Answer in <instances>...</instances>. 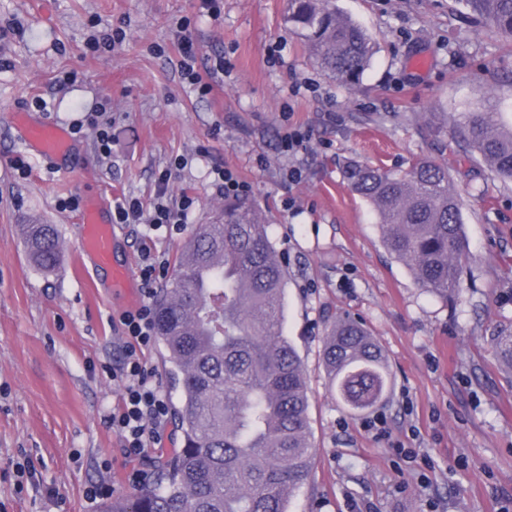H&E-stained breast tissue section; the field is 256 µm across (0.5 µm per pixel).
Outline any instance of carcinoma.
Returning a JSON list of instances; mask_svg holds the SVG:
<instances>
[{
  "mask_svg": "<svg viewBox=\"0 0 512 512\" xmlns=\"http://www.w3.org/2000/svg\"><path fill=\"white\" fill-rule=\"evenodd\" d=\"M463 2L512 36V0ZM287 21L325 72L347 85L359 82L373 45L333 0H288ZM459 141L512 180V128L492 113H468ZM343 177L379 215L387 252L409 266L420 287L453 299L468 242L448 169L429 157L404 173L353 161ZM23 237L32 265L46 272L57 266L56 225L25 224ZM286 277L269 225L251 203H226L193 230L155 305L162 358L181 390L174 419L182 445L137 494L110 499L100 512H288L308 481L312 446L303 361L283 334ZM495 345L512 366V333ZM321 359L336 399L349 409L367 411L386 398L390 367L359 321H335Z\"/></svg>",
  "mask_w": 512,
  "mask_h": 512,
  "instance_id": "carcinoma-1",
  "label": "carcinoma"
}]
</instances>
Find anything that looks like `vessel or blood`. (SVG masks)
I'll return each instance as SVG.
<instances>
[{"instance_id": "1", "label": "vessel or blood", "mask_w": 512, "mask_h": 512, "mask_svg": "<svg viewBox=\"0 0 512 512\" xmlns=\"http://www.w3.org/2000/svg\"><path fill=\"white\" fill-rule=\"evenodd\" d=\"M12 122L26 151L42 164L59 168L74 150L73 140L61 124L34 120L22 111L13 114ZM104 206L103 197L89 194L79 216L83 267L106 272L109 289L133 302L139 295V284L132 275L130 265L115 259L120 227L104 217Z\"/></svg>"}]
</instances>
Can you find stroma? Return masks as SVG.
Instances as JSON below:
<instances>
[{
  "label": "stroma",
  "mask_w": 512,
  "mask_h": 512,
  "mask_svg": "<svg viewBox=\"0 0 512 512\" xmlns=\"http://www.w3.org/2000/svg\"><path fill=\"white\" fill-rule=\"evenodd\" d=\"M287 7L219 0L215 17L201 0H0V512H99L106 498L136 493L130 472L153 475L179 447L170 427L128 461L107 422L122 402L112 372L127 304L81 269L77 213L65 204L92 189L148 206L168 173L172 199L196 205L182 233L154 240L166 288L187 236L224 208L216 168L246 184L286 264L284 332L303 361L312 443L309 480L288 512H512V369L495 347L512 331V181L455 137L467 112L512 126V38L463 0H335L376 44L351 87L321 70ZM183 23L199 67L224 61L210 94L180 77ZM101 24L123 29L124 42L91 47ZM101 100L108 158L88 125ZM16 111L83 124L63 168L34 163L18 175ZM291 129L308 133L307 151H282ZM424 156L447 167L464 200L469 256L451 301L386 252L375 212L342 174L351 160L404 172ZM35 220L62 238L50 273L25 253L21 227ZM345 316L365 323L393 373L385 401L360 415L337 402L321 361L328 327Z\"/></svg>",
  "instance_id": "obj_1"
}]
</instances>
